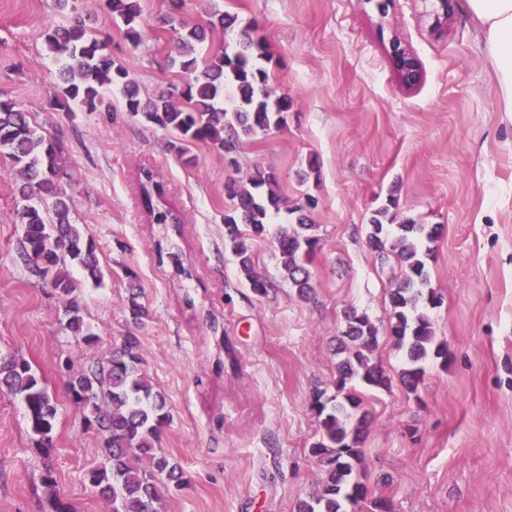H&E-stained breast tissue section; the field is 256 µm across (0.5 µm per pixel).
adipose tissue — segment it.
Returning <instances> with one entry per match:
<instances>
[{
    "label": "adipose tissue",
    "instance_id": "1",
    "mask_svg": "<svg viewBox=\"0 0 512 512\" xmlns=\"http://www.w3.org/2000/svg\"><path fill=\"white\" fill-rule=\"evenodd\" d=\"M463 8L483 35V53L491 62L501 111L512 112V0H463Z\"/></svg>",
    "mask_w": 512,
    "mask_h": 512
}]
</instances>
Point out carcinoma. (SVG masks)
<instances>
[{"instance_id": "carcinoma-1", "label": "carcinoma", "mask_w": 512, "mask_h": 512, "mask_svg": "<svg viewBox=\"0 0 512 512\" xmlns=\"http://www.w3.org/2000/svg\"><path fill=\"white\" fill-rule=\"evenodd\" d=\"M107 19L124 26L134 47L142 43L140 0H106ZM236 17L214 12L204 25L182 26L178 55L172 64L186 75L180 95L186 101L174 105L162 93L143 98L125 68L112 59L108 43L75 20L67 26L50 28L45 34L47 50L63 64L62 85L56 102L96 112L102 92L117 88L123 94L127 112L172 135L171 150L189 165L183 143L204 142L233 152L259 132L280 129L287 124L292 100L283 94L271 97L269 74L260 65L267 57V45L251 28L236 33L233 44L215 52H200L208 34L234 29ZM0 156L7 157L23 178L19 188L22 205L17 217L22 228V258L32 272L59 295L69 298L65 306L66 329L79 344L93 345L100 339L86 322L79 304L70 299L72 280L59 264L69 259L86 279L98 285L103 272L97 259L94 238L70 222V198L62 187L56 146L31 124L27 113L11 99L0 98ZM144 203L156 224H179L181 218L168 208L153 203L161 185L153 173L144 171ZM225 192L233 201L224 211V250L238 266L240 276L252 292L268 295L272 284L255 271L249 241L272 237L297 296L315 300L311 267L321 248L318 225L308 223L306 211L317 200L305 197L288 208L295 223L271 228L270 218L285 207L274 172L256 168L247 182L232 179ZM440 230L402 218L396 201L374 210L369 219L367 241L384 262L394 260L400 280L389 293V334L404 353L406 367L400 381L415 394L424 380L425 365L431 359L448 361V348L436 341L429 311L440 306L442 297L430 287V244ZM141 293L128 297V315L134 325L147 316ZM344 328L338 336L337 351L344 354L336 365V394H313L311 410L319 425L320 439L311 446L321 477L319 490L298 502L294 512H346V505L367 500L368 487L358 473L370 411L361 388H386L390 378L372 361L378 345V328L364 313L349 308L343 313ZM137 337L128 336L106 360L84 369L68 382L66 394L86 425L103 434L104 461L87 474L89 485L112 504V512H158L162 487L183 485V472L170 462L157 443L169 420L164 397L154 391L142 368ZM0 391L17 397L23 404L31 433L43 448L52 447L57 407L41 376L30 362L15 355H0Z\"/></svg>"}]
</instances>
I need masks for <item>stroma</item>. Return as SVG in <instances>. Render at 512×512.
Here are the masks:
<instances>
[{"label": "stroma", "mask_w": 512, "mask_h": 512, "mask_svg": "<svg viewBox=\"0 0 512 512\" xmlns=\"http://www.w3.org/2000/svg\"><path fill=\"white\" fill-rule=\"evenodd\" d=\"M74 6L59 13L51 0H0V94L56 144L71 221L97 242L102 286L71 263L60 269L77 283L100 341L74 342L65 300L22 260L20 178L0 156V351L29 361L57 403L45 451L19 400L0 393V512H51L54 496L75 512H111L86 480L103 459V438L66 386L131 334L170 414L158 446L186 480L165 486L159 512H293L320 478L310 402L315 391L336 392L335 338L349 307L376 324L372 359L392 379L366 393L371 497L392 512H512V116L499 109L481 32L462 6L436 29L428 0H388L383 12L373 0H184L178 10L141 0L136 48L106 22L104 0ZM217 9L264 37L269 88L293 101L283 130L231 155L187 143L196 159L187 166L168 151L167 133L126 112L116 90L96 112L56 105L61 64L46 51L48 27L84 18L146 98L185 79L171 63L167 16L192 26ZM394 37L419 62L414 87L397 77ZM146 168L164 187L162 204L182 218L176 242L191 279L159 257L158 227L141 199ZM257 168L276 174L287 202L318 201L308 214L322 243L315 301L297 298L271 240L251 242L254 266L272 284L265 297L224 250V186ZM392 197L401 216L441 229L429 274L442 303L430 316L448 358L426 364L414 394L398 381L405 360L388 329L399 271L366 240L370 213ZM131 270L148 310L139 326L127 314ZM47 469L50 488L41 483Z\"/></svg>", "instance_id": "obj_1"}]
</instances>
